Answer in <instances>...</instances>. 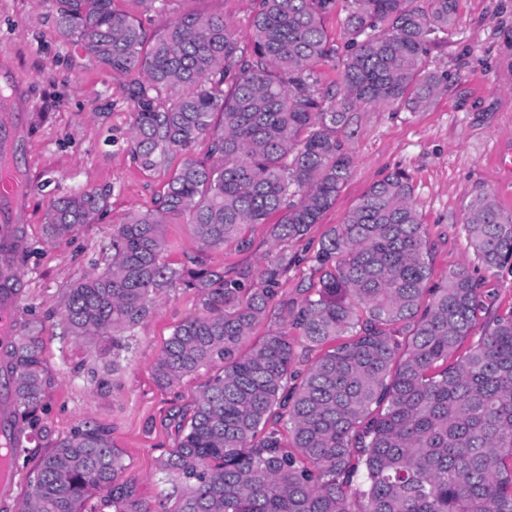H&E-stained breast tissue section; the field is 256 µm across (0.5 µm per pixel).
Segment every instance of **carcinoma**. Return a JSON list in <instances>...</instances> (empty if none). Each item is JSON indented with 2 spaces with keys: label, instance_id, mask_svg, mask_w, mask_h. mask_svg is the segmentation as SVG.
Returning <instances> with one entry per match:
<instances>
[{
  "label": "carcinoma",
  "instance_id": "1",
  "mask_svg": "<svg viewBox=\"0 0 512 512\" xmlns=\"http://www.w3.org/2000/svg\"><path fill=\"white\" fill-rule=\"evenodd\" d=\"M113 2L56 0L59 27L112 73L144 76L131 93L139 164L182 160L156 208L115 227L107 270L67 290L63 320L77 338L112 337L116 372L161 290L199 296L203 313L174 328L154 368L169 386L219 367L157 462L167 512H512V310L490 312L466 264L433 280L405 170L372 184L321 241L317 288L244 354L288 256L269 252L257 286L249 270L229 278L159 261L166 225L185 216L206 249L248 248L250 225L273 215L274 243L303 237L350 176L357 110L420 111L446 88L448 74L426 59L459 0H254L248 50L220 17L186 14L149 34ZM339 5L342 46L324 26ZM329 61L334 92L318 77ZM106 207L101 193L60 198L45 235L66 236ZM467 210L477 260L512 267V215L487 191ZM299 341L326 347L302 372ZM41 355L27 323L0 357L14 458L43 400ZM123 470L107 431L82 423L42 457L19 512H150L120 483Z\"/></svg>",
  "mask_w": 512,
  "mask_h": 512
}]
</instances>
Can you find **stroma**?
Returning a JSON list of instances; mask_svg holds the SVG:
<instances>
[{"label": "stroma", "instance_id": "35a3bbf8", "mask_svg": "<svg viewBox=\"0 0 512 512\" xmlns=\"http://www.w3.org/2000/svg\"><path fill=\"white\" fill-rule=\"evenodd\" d=\"M115 4L150 32L185 13L221 16L241 46L250 43L253 0ZM427 63L448 74L446 90L428 108L368 106L357 112L349 179L319 223L286 245L288 271L252 338L277 327L284 303L317 282L314 256L324 236L374 182L397 168L412 178L434 276L468 264L483 282L486 304L501 314L512 309V269L483 266L460 232L467 206L480 191L512 212V168L498 162L512 154V0H460L456 24L440 36ZM129 88V77L112 74L75 37L61 32L55 0H0V152L24 179L27 246L13 256L0 254V273L19 276L18 321L35 324L43 338L46 381L39 421L23 442L16 469L17 502L41 457L88 421L109 431L121 450L122 482L160 512L157 460L175 448L180 418L191 412L197 391L213 374L204 368L167 387L154 380V366L175 326L201 311L198 295L179 285L158 295L154 314L134 331L120 372L110 367V338L90 343L64 328V292L106 269L114 225L154 208L181 161L174 155L167 166L146 170L135 160ZM85 191L105 193L106 211L68 236L45 239L42 226L51 203ZM269 230L253 225L246 250L233 241L205 249L191 224L177 219L166 227L163 260L180 267L197 258L229 275L255 271L271 248Z\"/></svg>", "mask_w": 512, "mask_h": 512}]
</instances>
